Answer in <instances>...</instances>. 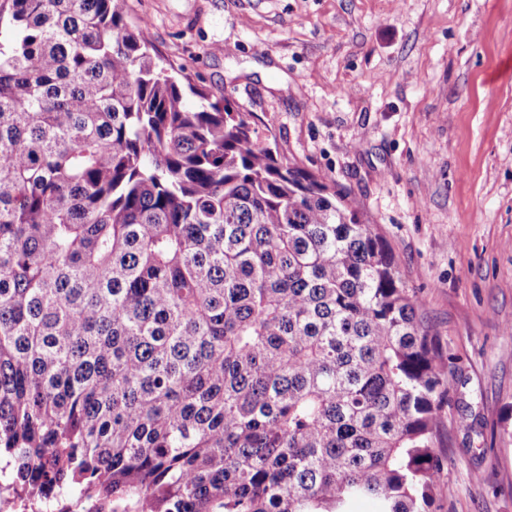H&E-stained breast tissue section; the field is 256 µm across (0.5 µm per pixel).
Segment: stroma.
<instances>
[{
    "label": "stroma",
    "instance_id": "1",
    "mask_svg": "<svg viewBox=\"0 0 512 512\" xmlns=\"http://www.w3.org/2000/svg\"><path fill=\"white\" fill-rule=\"evenodd\" d=\"M166 66L375 225L459 359L435 512H512V0H126Z\"/></svg>",
    "mask_w": 512,
    "mask_h": 512
}]
</instances>
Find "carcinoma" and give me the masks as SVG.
Returning <instances> with one entry per match:
<instances>
[{"label": "carcinoma", "mask_w": 512, "mask_h": 512, "mask_svg": "<svg viewBox=\"0 0 512 512\" xmlns=\"http://www.w3.org/2000/svg\"><path fill=\"white\" fill-rule=\"evenodd\" d=\"M152 51L125 0H0V466L97 512H432L457 358L373 225Z\"/></svg>", "instance_id": "1"}]
</instances>
